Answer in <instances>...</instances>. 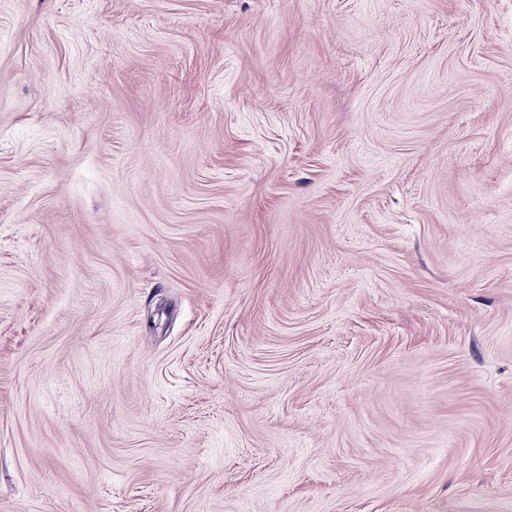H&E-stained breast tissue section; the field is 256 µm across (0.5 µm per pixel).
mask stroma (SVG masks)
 I'll use <instances>...</instances> for the list:
<instances>
[{
	"label": "stroma",
	"mask_w": 512,
	"mask_h": 512,
	"mask_svg": "<svg viewBox=\"0 0 512 512\" xmlns=\"http://www.w3.org/2000/svg\"><path fill=\"white\" fill-rule=\"evenodd\" d=\"M0 512H512V0H0Z\"/></svg>",
	"instance_id": "obj_1"
}]
</instances>
